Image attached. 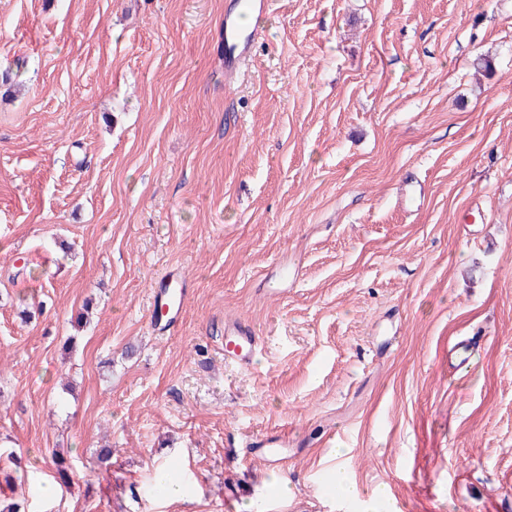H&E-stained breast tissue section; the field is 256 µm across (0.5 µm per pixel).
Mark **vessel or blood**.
Listing matches in <instances>:
<instances>
[{"label":"vessel or blood","mask_w":512,"mask_h":512,"mask_svg":"<svg viewBox=\"0 0 512 512\" xmlns=\"http://www.w3.org/2000/svg\"><path fill=\"white\" fill-rule=\"evenodd\" d=\"M273 0H229L224 15L222 38L224 52V76L234 78L242 64L251 60L258 39L257 32L242 29L237 17L244 11L264 13L270 10ZM186 288L172 290L169 282L159 279L154 283L153 304L164 320L165 326H173L178 321ZM259 345L254 327L247 321L237 320L225 327L224 360L240 369L248 368Z\"/></svg>","instance_id":"1"}]
</instances>
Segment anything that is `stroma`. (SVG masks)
<instances>
[{
    "mask_svg": "<svg viewBox=\"0 0 512 512\" xmlns=\"http://www.w3.org/2000/svg\"><path fill=\"white\" fill-rule=\"evenodd\" d=\"M226 2L0 0V504L512 512V0H276L229 86ZM170 286L171 283L166 282L164 277H160L155 281L153 287L154 314L157 317L156 313H160V316L157 317L160 321L164 318L162 327L166 328V330L177 323L178 315L187 293L186 288L181 287L178 289V292H174ZM224 361L238 369H247L259 345L254 327L247 321L237 320L225 326Z\"/></svg>",
    "mask_w": 512,
    "mask_h": 512,
    "instance_id": "1",
    "label": "stroma"
}]
</instances>
